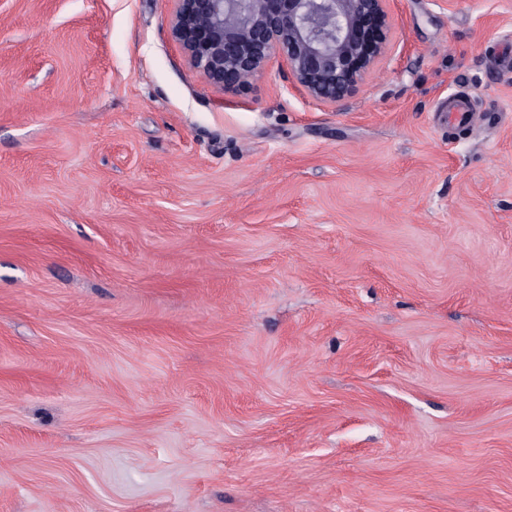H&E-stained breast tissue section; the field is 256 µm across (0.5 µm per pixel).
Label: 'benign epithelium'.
Listing matches in <instances>:
<instances>
[{
  "mask_svg": "<svg viewBox=\"0 0 512 512\" xmlns=\"http://www.w3.org/2000/svg\"><path fill=\"white\" fill-rule=\"evenodd\" d=\"M170 35L213 86L249 88L270 57L294 85L335 105L389 50V0H175Z\"/></svg>",
  "mask_w": 512,
  "mask_h": 512,
  "instance_id": "obj_1",
  "label": "benign epithelium"
}]
</instances>
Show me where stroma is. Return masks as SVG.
<instances>
[{
  "label": "stroma",
  "mask_w": 512,
  "mask_h": 512,
  "mask_svg": "<svg viewBox=\"0 0 512 512\" xmlns=\"http://www.w3.org/2000/svg\"><path fill=\"white\" fill-rule=\"evenodd\" d=\"M174 9L0 0V512H512V0L336 106ZM445 110L452 119L453 125L458 127H468L472 125L478 117L468 99L465 97L449 98L448 107H446Z\"/></svg>",
  "instance_id": "35a3bbf8"
}]
</instances>
